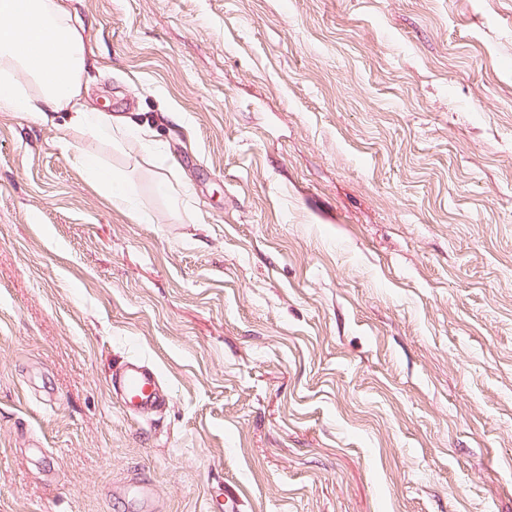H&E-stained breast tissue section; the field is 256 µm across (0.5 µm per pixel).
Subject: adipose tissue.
I'll return each instance as SVG.
<instances>
[{
  "mask_svg": "<svg viewBox=\"0 0 512 512\" xmlns=\"http://www.w3.org/2000/svg\"><path fill=\"white\" fill-rule=\"evenodd\" d=\"M83 31L63 0H0V112H32L44 121L63 112L69 145L90 134L123 145L128 126L83 101L93 54ZM75 162L98 181L113 208L132 209L120 176L88 155H76Z\"/></svg>",
  "mask_w": 512,
  "mask_h": 512,
  "instance_id": "obj_1",
  "label": "adipose tissue"
}]
</instances>
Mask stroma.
<instances>
[{
  "mask_svg": "<svg viewBox=\"0 0 512 512\" xmlns=\"http://www.w3.org/2000/svg\"><path fill=\"white\" fill-rule=\"evenodd\" d=\"M65 3L138 135L0 112V512H512V0ZM74 159L81 169L91 174L98 181L113 208L119 211H128L133 208L132 197L123 188V181L120 176L112 174L97 158L76 154ZM112 389H119L125 403L136 410L149 411L160 406L165 396L157 387L156 375L146 365L126 361L111 377Z\"/></svg>",
  "mask_w": 512,
  "mask_h": 512,
  "instance_id": "obj_1",
  "label": "stroma"
}]
</instances>
